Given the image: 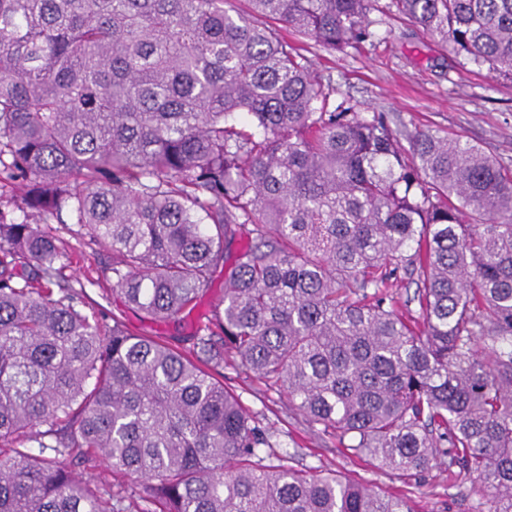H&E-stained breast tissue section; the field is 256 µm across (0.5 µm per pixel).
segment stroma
<instances>
[{"label": "stroma", "mask_w": 512, "mask_h": 512, "mask_svg": "<svg viewBox=\"0 0 512 512\" xmlns=\"http://www.w3.org/2000/svg\"><path fill=\"white\" fill-rule=\"evenodd\" d=\"M388 2L379 0V10L370 15L377 34L373 43L343 53L309 48L310 68L330 81L333 100H350L364 116L384 113L394 129H440L463 137L512 168V81L456 56L437 37L388 11ZM52 230L69 244L62 263L65 279L83 287L105 310H113L111 252L90 244L79 225L56 224ZM223 374L225 386L254 413L259 427L273 435L275 453L267 464L287 456L299 469H328L344 480L406 493L422 512H472L482 497L480 483L457 476L444 458L406 485L342 449L324 447L292 411L285 392L267 390L261 381L229 366Z\"/></svg>", "instance_id": "35a3bbf8"}]
</instances>
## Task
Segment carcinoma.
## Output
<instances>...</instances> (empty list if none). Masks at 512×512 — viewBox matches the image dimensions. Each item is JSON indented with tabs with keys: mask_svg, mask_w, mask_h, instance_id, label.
<instances>
[{
	"mask_svg": "<svg viewBox=\"0 0 512 512\" xmlns=\"http://www.w3.org/2000/svg\"><path fill=\"white\" fill-rule=\"evenodd\" d=\"M375 2L0 0V512H418L264 464L226 364L394 478L446 457L482 484L475 512H512V170L438 130L404 148L282 35L372 43ZM391 6L512 79V0ZM52 223L112 251L146 320L191 313L221 266L224 298L183 351L109 330ZM99 459L130 489L70 467Z\"/></svg>",
	"mask_w": 512,
	"mask_h": 512,
	"instance_id": "1",
	"label": "carcinoma"
}]
</instances>
